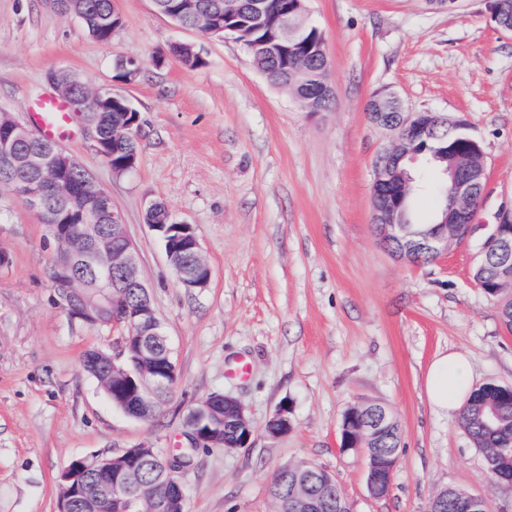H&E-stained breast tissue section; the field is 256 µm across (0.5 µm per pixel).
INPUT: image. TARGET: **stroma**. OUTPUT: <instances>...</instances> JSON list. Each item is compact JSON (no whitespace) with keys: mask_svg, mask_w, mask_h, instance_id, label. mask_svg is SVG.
Segmentation results:
<instances>
[{"mask_svg":"<svg viewBox=\"0 0 512 512\" xmlns=\"http://www.w3.org/2000/svg\"><path fill=\"white\" fill-rule=\"evenodd\" d=\"M306 5L332 64L325 112L269 83L239 43L181 27L152 0H115L122 24L105 43L46 0H0V113L28 121L49 74L65 69L140 114L132 172L114 173L86 132L62 146L121 210L178 372L153 419L112 405L82 359L91 348L115 354L120 330L64 308L46 224L0 187V512H57L71 461L132 446L188 451L186 512H276L272 476L300 462L333 474L353 512H429L446 488L512 512V486L493 479L458 415L434 409L424 391L441 353L467 358L474 385L512 384V334L472 276L481 240L512 200V34L497 29L486 0L451 10L428 0ZM174 42L203 66L168 57ZM126 58L141 64L128 80L116 70ZM383 89L405 111L464 120L486 154L472 235L427 264L392 255L371 224L373 162L392 133L364 107ZM156 201L193 227L207 288L178 281L144 222ZM241 359L250 369L237 376ZM215 393L244 407L256 428L250 448L191 449L186 417ZM355 403L382 404L400 424L380 497L363 461L340 449ZM284 406L291 429L270 436L265 425Z\"/></svg>","mask_w":512,"mask_h":512,"instance_id":"obj_1","label":"stroma"}]
</instances>
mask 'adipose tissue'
Instances as JSON below:
<instances>
[{
	"label": "adipose tissue",
	"instance_id": "adipose-tissue-1",
	"mask_svg": "<svg viewBox=\"0 0 512 512\" xmlns=\"http://www.w3.org/2000/svg\"><path fill=\"white\" fill-rule=\"evenodd\" d=\"M425 390L435 409L447 413L458 409L472 390L466 359L457 353L435 357L425 376Z\"/></svg>",
	"mask_w": 512,
	"mask_h": 512
}]
</instances>
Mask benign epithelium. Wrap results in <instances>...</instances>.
Segmentation results:
<instances>
[{
  "instance_id": "1",
  "label": "benign epithelium",
  "mask_w": 512,
  "mask_h": 512,
  "mask_svg": "<svg viewBox=\"0 0 512 512\" xmlns=\"http://www.w3.org/2000/svg\"><path fill=\"white\" fill-rule=\"evenodd\" d=\"M216 12L203 14L194 0H183L168 13V17L185 26L208 27V34H222L224 39L243 42L247 33L228 27L222 18L248 12L251 22L265 21V0H251L244 9L243 0H219ZM279 41L277 49L291 51L293 43L303 32L310 17L303 0L292 11L277 18ZM49 82L67 97L73 112L83 122L100 155L113 163L108 144L101 138L88 112V101L95 100L103 107L112 103V93L90 92L71 76L69 83L49 76ZM368 119L375 125L396 132L391 146L374 162L372 186V220L383 241H402L409 234V224L401 210L408 196L412 178L406 164L419 156L416 144L439 138L442 129L457 133L450 143L443 144L438 158L445 162L443 179L453 199V211L445 213L435 230L424 239L420 248L438 257L457 242L468 238L473 231L472 218L487 184V160L479 142L462 133L466 123L450 121L434 112H406L393 92H379L366 104ZM41 140L26 125L3 114L0 121V176L14 175L21 167L28 176L11 181L12 190L43 216V222L55 240L57 253L55 269L61 288L60 300L70 314L90 326L99 323L103 307L112 312V325L129 328V335L120 338L121 349L108 356L109 367L100 386L106 394L123 406L128 415L147 420L154 414L161 393L172 391L177 382L176 366L170 358L162 322L153 305L148 288L139 272V254L133 246L121 212L114 207L112 197L97 183L92 173L75 157L56 143L38 150H26L33 141ZM466 145L457 150L456 141ZM151 228L166 236L165 250L179 281L187 289H203L210 281V269L204 260L201 246L192 227L166 217ZM481 251L501 252L498 277L512 288V205L504 207L496 224L481 245ZM92 280L102 298L94 302L87 298L83 282ZM135 289L140 301L131 305L128 290ZM135 355V367L125 363L126 352ZM388 409L381 408L369 420L353 416L341 425V450L352 452L366 460V481L370 492L381 496L388 490L398 458L382 455L368 447L386 430ZM224 416V422L237 427L236 439L224 441V433L202 425L208 416ZM188 437L193 448L243 449L251 446L255 429L243 407L234 398L213 394L201 400L186 419ZM290 429L288 409L282 408L267 422L266 431L272 436ZM155 456V449L133 447L119 454L100 455L73 461L61 474L62 492L58 512H73L92 492L94 499L116 505L118 512H184L185 495L179 472L185 466L183 456L170 455L161 462V483L147 485L137 479L141 466ZM293 492L288 497L290 512H312L313 492L311 473L291 466ZM485 497L462 491L459 494L460 512H481Z\"/></svg>"
}]
</instances>
